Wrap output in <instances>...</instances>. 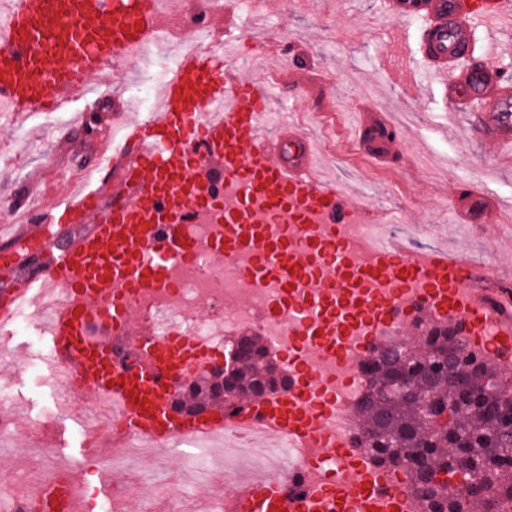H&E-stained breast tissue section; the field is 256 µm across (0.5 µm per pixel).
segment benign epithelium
Here are the masks:
<instances>
[{"instance_id":"7a95c632","label":"benign epithelium","mask_w":512,"mask_h":512,"mask_svg":"<svg viewBox=\"0 0 512 512\" xmlns=\"http://www.w3.org/2000/svg\"><path fill=\"white\" fill-rule=\"evenodd\" d=\"M263 363L269 377L275 379V390L284 393L288 390V370L283 359L277 352L265 345ZM241 362L238 359L235 345L225 354L224 363L209 374L200 376L189 382L173 395V407L179 411L203 412L214 406H229L240 400L237 390L226 386L229 381L235 380L240 373Z\"/></svg>"}]
</instances>
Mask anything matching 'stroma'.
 Listing matches in <instances>:
<instances>
[{
  "instance_id": "35a3bbf8",
  "label": "stroma",
  "mask_w": 512,
  "mask_h": 512,
  "mask_svg": "<svg viewBox=\"0 0 512 512\" xmlns=\"http://www.w3.org/2000/svg\"><path fill=\"white\" fill-rule=\"evenodd\" d=\"M241 20L249 37L238 45L243 56L259 51L270 38L288 42L284 68L324 71L322 95H335V113L320 109L322 95L302 87L273 92L267 119L277 124L297 113L322 126L328 144L322 160L336 180L389 217L386 234L417 247L457 251L477 268L493 266L501 285L512 286V237L495 233L481 221L458 223L451 196L493 195L512 200V165L499 163L497 150L484 134L477 107L445 95L434 68L418 52L421 21L389 19L382 0H260ZM96 89L71 97L53 113L11 112L0 116V225L25 228L14 202L27 195L50 203V190L73 182L95 163L104 133L112 125L114 104L128 103L129 76L95 77ZM359 96L371 98L380 111L396 113L405 141L391 170L364 164L352 143L341 112L353 109ZM89 109L87 128L74 126L81 109ZM25 332L0 341V390L10 394L15 425L0 437V497L7 495L15 472L32 468L34 457H17L20 448L37 446L32 423L50 418L49 436L56 461L74 471L94 512H105L110 499L124 503L122 512H164L163 499H149L139 469H120L112 482L99 480L94 467L79 455L80 421L85 408L58 410L61 389L38 371L50 351L42 334L38 305L26 307Z\"/></svg>"
}]
</instances>
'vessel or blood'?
I'll return each mask as SVG.
<instances>
[{
	"instance_id": "vessel-or-blood-1",
	"label": "vessel or blood",
	"mask_w": 512,
	"mask_h": 512,
	"mask_svg": "<svg viewBox=\"0 0 512 512\" xmlns=\"http://www.w3.org/2000/svg\"><path fill=\"white\" fill-rule=\"evenodd\" d=\"M386 14L421 20L420 52L435 68L449 98L477 103L488 140L512 149V82L485 64L459 66L476 30L512 28V0H386ZM156 21L154 0H0V102L16 111L52 110L85 92L93 77L129 47L140 44ZM271 89L241 72L215 49L181 56L162 86L155 112L145 119L118 114L89 179L67 196L24 211L30 232L0 226V262L20 270L21 287L0 290V323L11 320L49 289L68 295L48 320L52 356L91 399L111 400L124 426L158 444L201 438L223 430L224 410L200 415L169 407L170 377H197L219 357L177 337L162 341L146 326L135 300L166 285L175 262L195 255L189 227L215 229L213 262L241 258L244 285L276 281L270 314L288 322L295 338L285 356L288 391L252 403L239 419L252 428L304 438L318 432L336 391L305 367L308 351L351 359L388 330L408 333L421 310L446 321L468 342H491L499 359L512 357V290L490 273H476L443 249L411 250L399 238L380 240L361 253L341 229L383 224L367 208L316 170L317 145L300 124L267 131ZM390 119L372 106L359 113L356 143L363 159L386 164L400 153L399 139L384 135ZM235 201L224 207L225 189ZM465 220L494 223L496 198L458 199ZM292 232H271L276 223ZM333 278H322L324 269ZM315 281L316 289L298 286ZM140 339L138 362L113 358V342ZM70 471L58 469L32 496L40 512H70ZM386 472L362 461L358 478L332 466L329 479L301 496L281 481L253 478L239 492V512H407L406 496Z\"/></svg>"
}]
</instances>
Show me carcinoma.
I'll return each instance as SVG.
<instances>
[{
	"instance_id": "carcinoma-1",
	"label": "carcinoma",
	"mask_w": 512,
	"mask_h": 512,
	"mask_svg": "<svg viewBox=\"0 0 512 512\" xmlns=\"http://www.w3.org/2000/svg\"><path fill=\"white\" fill-rule=\"evenodd\" d=\"M419 350L397 342L372 349L368 398L359 407V451L382 468L404 470L421 491L418 512H493L512 497V389L501 366L471 350L457 367L459 337L422 321ZM259 337L241 340L242 379L259 381ZM458 474L471 477L468 497L448 494Z\"/></svg>"
}]
</instances>
